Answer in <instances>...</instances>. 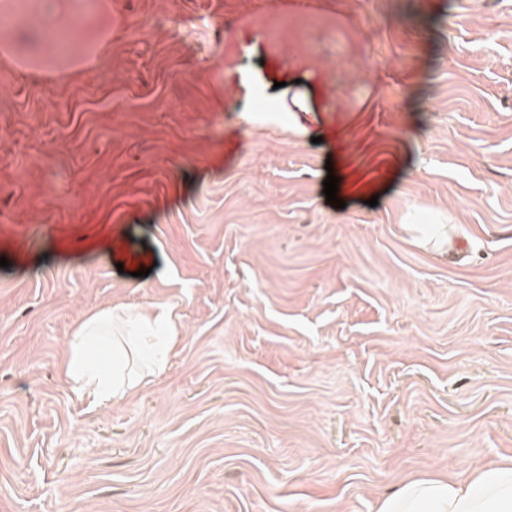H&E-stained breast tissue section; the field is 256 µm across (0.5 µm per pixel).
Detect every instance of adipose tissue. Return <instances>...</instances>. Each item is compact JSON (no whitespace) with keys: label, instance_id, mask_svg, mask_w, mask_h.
Masks as SVG:
<instances>
[{"label":"adipose tissue","instance_id":"1","mask_svg":"<svg viewBox=\"0 0 512 512\" xmlns=\"http://www.w3.org/2000/svg\"><path fill=\"white\" fill-rule=\"evenodd\" d=\"M178 315L169 304L110 306L83 320L68 342L62 375L73 397L92 408L136 395L166 371L178 339ZM118 355L112 369L99 357ZM377 512H512V460L472 469L465 478L405 481Z\"/></svg>","mask_w":512,"mask_h":512}]
</instances>
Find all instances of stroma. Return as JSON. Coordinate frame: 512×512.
<instances>
[{"label": "stroma", "mask_w": 512, "mask_h": 512, "mask_svg": "<svg viewBox=\"0 0 512 512\" xmlns=\"http://www.w3.org/2000/svg\"><path fill=\"white\" fill-rule=\"evenodd\" d=\"M196 3L75 0L108 31L57 77L41 32L0 62V512H376L511 458L512 0H318L341 85L242 24L274 0ZM121 304L179 342L91 410L61 363Z\"/></svg>", "instance_id": "1"}]
</instances>
